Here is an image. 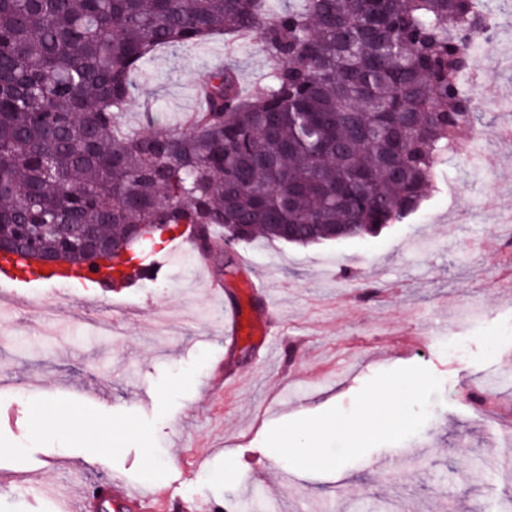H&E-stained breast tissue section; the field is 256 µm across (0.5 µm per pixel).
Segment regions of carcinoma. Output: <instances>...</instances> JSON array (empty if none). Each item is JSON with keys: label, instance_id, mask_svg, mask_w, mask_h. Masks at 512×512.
Segmentation results:
<instances>
[{"label": "carcinoma", "instance_id": "obj_1", "mask_svg": "<svg viewBox=\"0 0 512 512\" xmlns=\"http://www.w3.org/2000/svg\"><path fill=\"white\" fill-rule=\"evenodd\" d=\"M0 0V240L72 265L77 235L151 266L156 224L224 240L361 239L414 212L464 152L461 88L479 0ZM258 32L274 64L252 94L207 69L205 112L132 132L131 73L161 47Z\"/></svg>", "mask_w": 512, "mask_h": 512}]
</instances>
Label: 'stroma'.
<instances>
[{"mask_svg":"<svg viewBox=\"0 0 512 512\" xmlns=\"http://www.w3.org/2000/svg\"><path fill=\"white\" fill-rule=\"evenodd\" d=\"M238 65L243 91L274 64L258 36H217L158 50L135 76L124 123L175 127L196 109L207 68ZM499 90L480 110L486 134L449 156L419 208L365 239L310 246L256 240L214 257L228 290L210 293L182 261L116 288L88 309L91 291L69 283L15 291L20 303L0 342V512H56L42 485L116 477L156 492L154 512H507L512 501V60H483ZM264 279L275 311L248 300ZM273 314V351L224 340L225 305ZM237 375L219 380L220 371ZM426 377L428 387L409 382ZM405 385L398 420L357 434L349 425L370 388ZM490 394L481 408L468 389ZM103 399L92 402L89 390ZM330 416L333 466L269 458L277 435ZM134 421L106 451L82 441ZM392 457L385 469L371 460ZM235 462L246 474L225 481Z\"/></svg>","mask_w":512,"mask_h":512,"instance_id":"obj_1","label":"stroma"}]
</instances>
